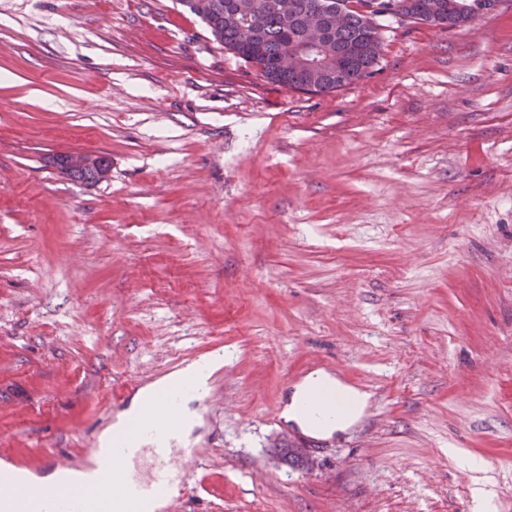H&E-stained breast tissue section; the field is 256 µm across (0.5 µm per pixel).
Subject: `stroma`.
Here are the masks:
<instances>
[{"instance_id": "35a3bbf8", "label": "stroma", "mask_w": 512, "mask_h": 512, "mask_svg": "<svg viewBox=\"0 0 512 512\" xmlns=\"http://www.w3.org/2000/svg\"><path fill=\"white\" fill-rule=\"evenodd\" d=\"M374 72L306 94L177 0H0V436L76 450L125 384L223 351L192 512H512V0L391 23ZM107 157L70 180L56 156ZM338 368L353 430L273 420ZM75 154L61 156L57 160L61 171L75 181L92 184L105 178L109 171V161L105 156L80 154L82 159L87 162L85 165H74L72 157Z\"/></svg>"}]
</instances>
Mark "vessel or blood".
I'll return each mask as SVG.
<instances>
[{
    "instance_id": "1",
    "label": "vessel or blood",
    "mask_w": 512,
    "mask_h": 512,
    "mask_svg": "<svg viewBox=\"0 0 512 512\" xmlns=\"http://www.w3.org/2000/svg\"><path fill=\"white\" fill-rule=\"evenodd\" d=\"M145 410L161 430H135L122 447L106 452L0 446V512L21 498L35 499L39 512H88V502L104 500L116 484L135 498L165 494L192 450L181 442L168 415L150 403Z\"/></svg>"
}]
</instances>
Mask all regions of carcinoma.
Returning <instances> with one entry per match:
<instances>
[{"label":"carcinoma","mask_w":512,"mask_h":512,"mask_svg":"<svg viewBox=\"0 0 512 512\" xmlns=\"http://www.w3.org/2000/svg\"><path fill=\"white\" fill-rule=\"evenodd\" d=\"M179 0L206 26L218 46L243 60L269 82L306 93H330L371 75L381 56L380 29L393 21L389 5L404 21L450 30L466 26L498 0ZM319 33L325 63L290 68L283 59L300 51L310 32ZM57 160L75 181L92 184L105 178L109 161L84 154Z\"/></svg>","instance_id":"carcinoma-1"}]
</instances>
